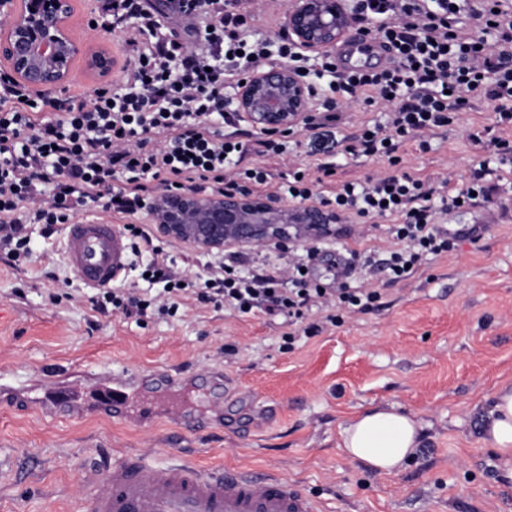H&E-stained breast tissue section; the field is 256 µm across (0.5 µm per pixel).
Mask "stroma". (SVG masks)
<instances>
[{
    "label": "stroma",
    "instance_id": "stroma-1",
    "mask_svg": "<svg viewBox=\"0 0 512 512\" xmlns=\"http://www.w3.org/2000/svg\"><path fill=\"white\" fill-rule=\"evenodd\" d=\"M73 6L76 33L107 43L120 60L111 83L121 84L130 57L124 36L89 28L98 0ZM493 122L486 103L474 102L429 150L406 145L408 170L465 181L491 152L471 134ZM442 222L459 238L456 252L427 257L398 283L373 276L380 308L289 347L282 317L192 296L173 318L96 311L92 289L63 259L64 226H34L30 261L0 255V384L35 399L32 382L60 368H157L182 380L217 369L223 388L195 392L191 409L221 418L191 433L162 415L131 425L0 405V512H91L86 469L124 454L274 474L317 499L322 512H512V485L500 482L483 434L495 392L512 383V188ZM385 225H337L323 239L318 274L335 283L337 255L389 249ZM61 280L67 296L50 301ZM372 405L401 409L422 426L416 455L397 474H373L340 448L346 423Z\"/></svg>",
    "mask_w": 512,
    "mask_h": 512
}]
</instances>
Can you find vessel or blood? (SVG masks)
I'll list each match as a JSON object with an SVG mask.
<instances>
[{
  "mask_svg": "<svg viewBox=\"0 0 512 512\" xmlns=\"http://www.w3.org/2000/svg\"><path fill=\"white\" fill-rule=\"evenodd\" d=\"M366 47L383 53L380 42L354 37L337 45L340 63ZM67 265L88 288H109L125 275L130 246L118 225L105 219L79 218L65 229ZM153 386L143 390L140 377L99 372L89 379L62 374L45 386L40 407L45 416L78 418L84 412L127 423L162 406L174 410L186 397L172 375L152 373ZM93 495L91 512H321L318 501L295 485L272 476L235 468L212 471L186 462L153 465L127 455L87 472Z\"/></svg>",
  "mask_w": 512,
  "mask_h": 512,
  "instance_id": "vessel-or-blood-1",
  "label": "vessel or blood"
}]
</instances>
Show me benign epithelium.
Masks as SVG:
<instances>
[{"instance_id": "7a95c632", "label": "benign epithelium", "mask_w": 512, "mask_h": 512, "mask_svg": "<svg viewBox=\"0 0 512 512\" xmlns=\"http://www.w3.org/2000/svg\"><path fill=\"white\" fill-rule=\"evenodd\" d=\"M6 25L0 28V62L21 83L49 96L66 87L73 62L81 58L86 73L109 82L119 60L99 45L76 37L72 0H0ZM284 24L292 42L313 55L336 49L351 30L350 0H288ZM235 94L236 111L260 131L284 130L300 124L315 103L306 83L286 63L254 70ZM148 223L169 238L206 250L234 246L285 245L293 239L332 232L349 224L315 201L290 203L249 192L204 195L194 191L162 192L146 206Z\"/></svg>"}]
</instances>
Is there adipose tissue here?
<instances>
[{"mask_svg":"<svg viewBox=\"0 0 512 512\" xmlns=\"http://www.w3.org/2000/svg\"><path fill=\"white\" fill-rule=\"evenodd\" d=\"M420 431L412 415L392 406H372L344 428L342 449L373 472L391 475L415 455ZM484 435L499 455L504 479L512 482V386L497 390Z\"/></svg>","mask_w":512,"mask_h":512,"instance_id":"1","label":"adipose tissue"}]
</instances>
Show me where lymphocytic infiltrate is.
<instances>
[{
  "instance_id": "obj_1",
  "label": "lymphocytic infiltrate",
  "mask_w": 512,
  "mask_h": 512,
  "mask_svg": "<svg viewBox=\"0 0 512 512\" xmlns=\"http://www.w3.org/2000/svg\"><path fill=\"white\" fill-rule=\"evenodd\" d=\"M354 24L388 45L393 57L378 70L345 69L335 55L311 62L280 31L276 47L255 38L263 19L257 0H102L93 20L120 31L134 51L121 85L87 97L47 102L0 70V250L14 261L31 253V225L72 223L89 205L131 216L157 191L208 190L224 194L275 188L291 203L314 200L361 220L385 219L394 242L386 258L375 248L328 287L314 273L318 242L281 264L234 253L208 261L203 274L183 280L162 260V249L141 225L123 230L134 256L149 255L144 270L163 285L160 299L135 289L103 288L96 309L112 308L144 319L173 316L189 291L199 301L241 313L260 310L284 317L288 338L321 332L314 317L331 324L378 307L377 289L359 285L372 271L389 282L405 279L430 255L456 250L458 236L442 215L489 201L503 175L512 174V0H353ZM183 20L177 31L168 19ZM290 64L309 81L318 102L297 127L266 131L248 140L230 110L226 88L247 72L273 62ZM490 104L500 135L492 158L478 160L465 182H432L403 165L402 147L427 150L429 139L451 127L473 100ZM381 108L384 122L341 136L350 104ZM312 144L316 165L289 163L273 172L288 139ZM383 164L362 180L336 182L338 158Z\"/></svg>"
}]
</instances>
